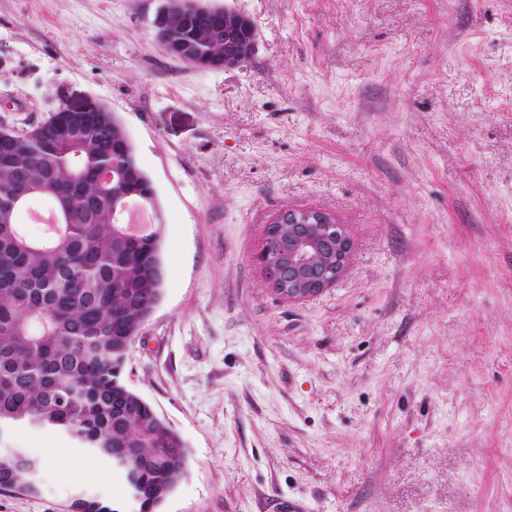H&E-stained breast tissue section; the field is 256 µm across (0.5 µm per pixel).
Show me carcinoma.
Returning <instances> with one entry per match:
<instances>
[{"mask_svg":"<svg viewBox=\"0 0 512 512\" xmlns=\"http://www.w3.org/2000/svg\"><path fill=\"white\" fill-rule=\"evenodd\" d=\"M174 39L213 57L220 40L177 20ZM116 115L58 109L16 134L0 128V431L18 426L63 433L88 455L115 460L157 512L182 479L187 449L154 408L121 379L129 348L165 284L162 225L126 231L115 211L154 204L133 147L112 144ZM49 201L62 222L30 238L18 215ZM42 461L0 453V490L35 494ZM74 512H117L85 496Z\"/></svg>","mask_w":512,"mask_h":512,"instance_id":"cac0c4a2","label":"carcinoma"}]
</instances>
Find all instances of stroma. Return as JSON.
<instances>
[{
	"label": "stroma",
	"instance_id": "obj_1",
	"mask_svg": "<svg viewBox=\"0 0 512 512\" xmlns=\"http://www.w3.org/2000/svg\"><path fill=\"white\" fill-rule=\"evenodd\" d=\"M164 0H0V124L58 89L124 125L163 226L161 300L127 386L187 448L158 512H512V0H207L251 17L249 63L171 57ZM339 218L349 267L277 294L257 257L286 209ZM0 512H126L64 435Z\"/></svg>",
	"mask_w": 512,
	"mask_h": 512
}]
</instances>
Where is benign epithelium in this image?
Wrapping results in <instances>:
<instances>
[{
	"mask_svg": "<svg viewBox=\"0 0 512 512\" xmlns=\"http://www.w3.org/2000/svg\"><path fill=\"white\" fill-rule=\"evenodd\" d=\"M214 12L224 14V47L218 58L202 59L196 47L179 45L171 38L174 15L167 6L155 14L152 26L164 51L199 69L219 70L248 62L255 52V24L246 14L230 7H214L202 0H182L179 14L198 20ZM288 225V241L277 247L264 246L259 263L274 290L290 301L321 294L334 285L349 265L354 243L335 217L318 210L289 209L278 213L267 225L265 237L277 236V228Z\"/></svg>",
	"mask_w": 512,
	"mask_h": 512,
	"instance_id": "7a95c632",
	"label": "benign epithelium"
}]
</instances>
